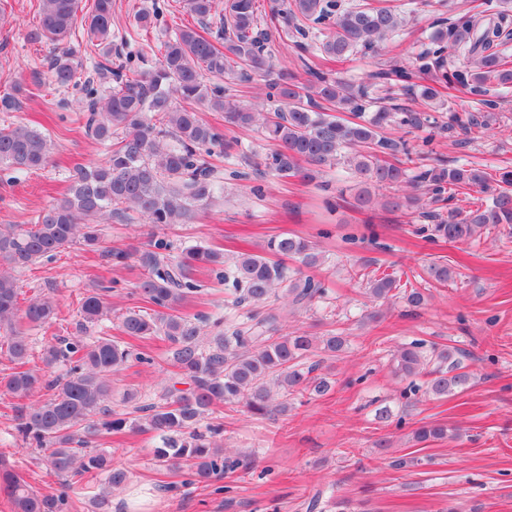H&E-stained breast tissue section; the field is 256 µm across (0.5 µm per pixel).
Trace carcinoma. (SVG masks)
<instances>
[{
  "label": "carcinoma",
  "mask_w": 512,
  "mask_h": 512,
  "mask_svg": "<svg viewBox=\"0 0 512 512\" xmlns=\"http://www.w3.org/2000/svg\"><path fill=\"white\" fill-rule=\"evenodd\" d=\"M182 8L199 23L187 26L164 42L154 63L132 66L112 55L113 0H93L84 14L86 44L97 50V74L105 89L87 85L76 109L85 119L84 131L110 144L104 161L73 168L67 193L48 205L33 224L0 225V349L14 371L0 377V389L25 398L39 388L49 397L30 407L15 406L17 432L22 441L45 453L55 474L87 477V488L103 481L102 491L91 496L107 504V491L127 481L125 470L112 466L111 453L91 446L90 437L110 438L126 430L155 432L162 447L154 449L159 466L180 473L185 483L210 484L224 473L243 467L238 457L220 448L216 437L223 428L206 425L214 406L238 405L258 416L288 412L294 400L308 394L321 397L332 388L321 373L325 360L345 351L348 339L331 329L321 336L305 332L281 334L278 315L269 308L281 298L284 306L308 308L324 298L322 282L305 270L322 262L315 245L284 232L270 238L260 253L239 252L226 265L224 253L203 245L170 253L164 240L141 250L106 245L101 220L141 214L157 226L184 224L195 210L213 198L212 167L207 160L214 146L230 147L222 133L200 116L201 108L224 113V125L261 129L276 148L262 159L264 170L304 183L314 181L320 168L344 160L358 179L353 205L412 209L432 220L416 229L430 238L467 242L484 229L512 225V170L500 168L498 177L470 164L440 160L419 167L415 175L385 156L409 153L405 140L384 135L389 127L408 133L422 132V145L434 135L452 130L482 133L495 117L497 102L484 98L488 87L512 90V67L500 57L498 46L512 36V0H500L503 9L492 18L479 13L458 17L450 26L428 36V47L416 54L413 68L430 76L413 89L423 102L435 101L442 86L459 85L478 96L469 112H448V121L431 125L422 113L396 99L376 98L369 86L329 78L321 71L304 82L280 72L268 84V109H252L225 93L219 81L247 82L271 70L265 45L270 31L258 0H181ZM40 23L27 33L32 43L53 46L52 77L56 85L76 82L79 63L70 46L72 28L81 0H38ZM295 47L341 60L361 51H375L404 24L397 0H367L345 8L341 0H291ZM320 25L323 39L305 42L310 28ZM157 26L148 10L135 17L136 31ZM218 79L208 84L205 76ZM53 143L27 123L17 120L0 126V167L41 170L51 164ZM493 190L491 203L445 213L427 206L459 194ZM80 244L101 251L115 265L133 261L141 270L138 294L143 305L126 311L118 330L138 340L164 339L170 348L169 373L173 385L153 403L140 404L130 395L129 419L112 412V374L131 363H154L149 353L112 339L93 336L90 329L108 319L109 289L91 288L80 300V319L74 336H54L41 349V366H29L33 346L16 326L24 318L39 326L54 323L56 302L35 298L21 305L14 272L37 262L52 261ZM201 268L224 269V294L231 313L224 329L203 346L204 319L181 315L177 307L197 291L195 273ZM421 287L404 291L406 301L419 306L430 282L447 285L456 273L445 263L424 270ZM366 281L367 293L389 299L400 290V280L377 269L354 271ZM395 372L409 380L401 397L424 389L446 397L470 380L463 371L460 352L453 346L427 345L412 340L392 354ZM188 388L179 389L177 385ZM447 429L424 425L415 431L420 442L440 440ZM0 493L15 512H76V504L62 490L43 495L0 460Z\"/></svg>",
  "instance_id": "1"
}]
</instances>
